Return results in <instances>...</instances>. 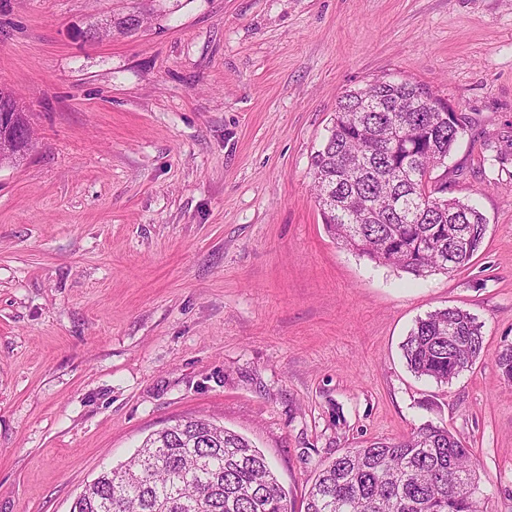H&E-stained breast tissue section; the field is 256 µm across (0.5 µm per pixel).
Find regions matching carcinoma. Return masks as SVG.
Segmentation results:
<instances>
[{"instance_id": "1", "label": "carcinoma", "mask_w": 512, "mask_h": 512, "mask_svg": "<svg viewBox=\"0 0 512 512\" xmlns=\"http://www.w3.org/2000/svg\"><path fill=\"white\" fill-rule=\"evenodd\" d=\"M134 7L112 28L135 32ZM435 96L413 81H385L346 92L323 145L311 159L327 232L375 263L415 277L467 266L483 244L487 220L451 197L432 204L448 182L431 172L450 155L468 118L428 110ZM482 324L446 307L416 321L402 345L417 377L447 385L483 351ZM496 365L512 386V343ZM472 453L447 426L428 421L399 439L350 448L325 464L305 512H483ZM73 512H288L266 457L243 436L200 418L150 435L126 463L102 470L77 496Z\"/></svg>"}]
</instances>
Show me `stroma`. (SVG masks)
Here are the masks:
<instances>
[{"label":"stroma","instance_id":"35a3bbf8","mask_svg":"<svg viewBox=\"0 0 512 512\" xmlns=\"http://www.w3.org/2000/svg\"><path fill=\"white\" fill-rule=\"evenodd\" d=\"M0 0V87L36 143L0 166V512H71L102 467L202 417L272 463L289 512L322 465L427 421L512 512V0ZM430 85L471 123L440 167L477 204L464 269L416 278L326 231L311 157L345 92ZM483 326L472 369L415 377L439 308Z\"/></svg>","mask_w":512,"mask_h":512}]
</instances>
